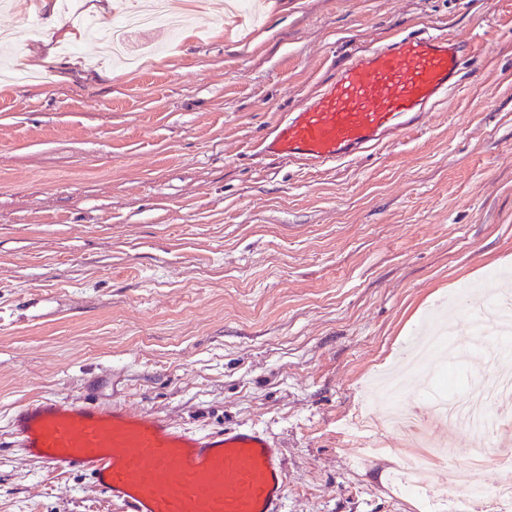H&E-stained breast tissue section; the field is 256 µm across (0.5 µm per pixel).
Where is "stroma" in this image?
<instances>
[{
	"label": "stroma",
	"mask_w": 512,
	"mask_h": 512,
	"mask_svg": "<svg viewBox=\"0 0 512 512\" xmlns=\"http://www.w3.org/2000/svg\"><path fill=\"white\" fill-rule=\"evenodd\" d=\"M168 0L123 55L56 5L0 0V512H120L17 448L13 408L128 403L253 426L283 512H423L366 428L376 382L484 284L512 295V0ZM451 34L461 83L410 136L339 167L262 151L360 51ZM482 353L430 358L479 397ZM387 446L364 459L363 449Z\"/></svg>",
	"instance_id": "obj_1"
}]
</instances>
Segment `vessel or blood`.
Here are the masks:
<instances>
[{
	"label": "vessel or blood",
	"mask_w": 512,
	"mask_h": 512,
	"mask_svg": "<svg viewBox=\"0 0 512 512\" xmlns=\"http://www.w3.org/2000/svg\"><path fill=\"white\" fill-rule=\"evenodd\" d=\"M453 36L399 37L361 51L275 127L265 152L327 166L418 127L462 78ZM19 448L53 469L87 473L122 512H281L278 443L252 427L201 433L126 405L37 399L11 417Z\"/></svg>",
	"instance_id": "obj_1"
}]
</instances>
